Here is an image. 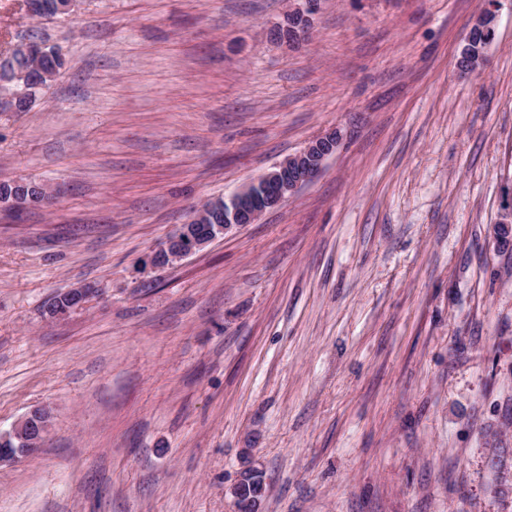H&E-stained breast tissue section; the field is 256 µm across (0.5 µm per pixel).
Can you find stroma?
Segmentation results:
<instances>
[{"mask_svg": "<svg viewBox=\"0 0 512 512\" xmlns=\"http://www.w3.org/2000/svg\"><path fill=\"white\" fill-rule=\"evenodd\" d=\"M0 0L65 64L0 112V512H512V0ZM319 174L164 268L153 251L322 134ZM99 287L79 309L60 295ZM303 8H295L288 14V41H292L297 36L307 32L309 28V17L318 6V0H303ZM50 426V412L37 408L30 411L10 432L0 433V464L36 453L43 446ZM262 472L256 467H247L245 468L237 482L231 487V495L234 499V504H236L239 500L243 498L245 491L249 492L247 504H251L252 510L255 511L256 504L258 502V496L264 494L265 486L264 480L262 477V482L260 484H256V479L258 475H261ZM254 497V498H252Z\"/></svg>", "mask_w": 512, "mask_h": 512, "instance_id": "stroma-1", "label": "stroma"}]
</instances>
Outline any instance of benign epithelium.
Instances as JSON below:
<instances>
[{
	"label": "benign epithelium",
	"instance_id": "obj_1",
	"mask_svg": "<svg viewBox=\"0 0 512 512\" xmlns=\"http://www.w3.org/2000/svg\"><path fill=\"white\" fill-rule=\"evenodd\" d=\"M304 7L288 14V40L307 32L309 17L318 6V0H303ZM19 58L31 65L46 53V45L37 42L16 45ZM26 70L11 56L0 59V83L15 86L11 97L0 103V109L19 112L29 104V90L25 83ZM340 137L331 132L310 142L302 150L285 158L271 170L261 175L225 201L214 200L188 224L183 225L172 237L166 239L152 256L156 267L179 262L207 246L225 231L244 224H254L269 209L280 206L302 186L311 182L321 171L325 159L336 152ZM99 289L91 284L73 288L57 300L54 311L65 313L79 308ZM51 426V414L44 408L30 411L10 432L0 433V464L36 453L43 446ZM261 471L256 467L245 468L231 487L234 501L249 494L247 503L255 505L264 494V484L256 483Z\"/></svg>",
	"mask_w": 512,
	"mask_h": 512
}]
</instances>
